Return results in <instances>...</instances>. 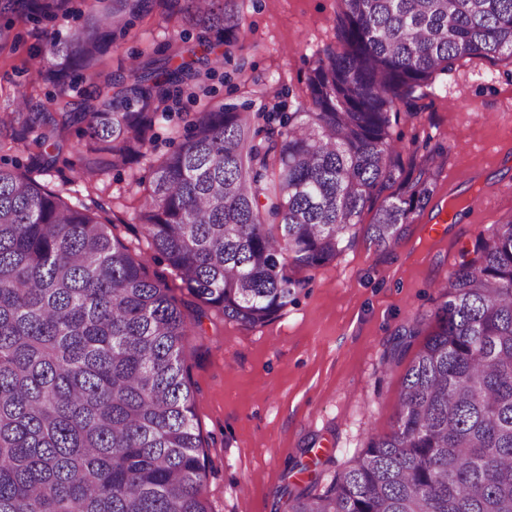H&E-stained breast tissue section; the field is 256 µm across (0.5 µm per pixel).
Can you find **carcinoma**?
Masks as SVG:
<instances>
[{"mask_svg":"<svg viewBox=\"0 0 512 512\" xmlns=\"http://www.w3.org/2000/svg\"><path fill=\"white\" fill-rule=\"evenodd\" d=\"M17 1L55 20L71 0ZM184 5H179V2ZM83 27L51 42L46 79L96 69L149 0H84ZM201 30L105 89L20 95L0 112V512H211L207 459L183 356L210 307L246 328L295 303L303 280L365 232L383 249L423 211L430 167L407 177L392 126L423 110L466 59L512 62V0H338L295 112L253 101L185 113L186 135L139 182L132 221L194 301L150 278L143 252L35 175L63 164L94 185L146 154L170 103L231 56L224 0H170ZM80 125L85 150L62 156ZM22 146L20 171L2 153ZM399 395L393 431L368 440L289 512H512V221L461 254Z\"/></svg>","mask_w":512,"mask_h":512,"instance_id":"obj_1","label":"carcinoma"}]
</instances>
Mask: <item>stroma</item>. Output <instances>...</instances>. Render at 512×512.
Returning a JSON list of instances; mask_svg holds the SVG:
<instances>
[{
  "label": "stroma",
  "mask_w": 512,
  "mask_h": 512,
  "mask_svg": "<svg viewBox=\"0 0 512 512\" xmlns=\"http://www.w3.org/2000/svg\"><path fill=\"white\" fill-rule=\"evenodd\" d=\"M224 9L240 25L230 62L207 82L209 102L247 100L248 77L264 83L266 107L295 111L318 51L335 41L337 0H224ZM84 20L79 4L40 23L18 11L0 13V29L10 34L0 50V112L21 93L37 103L57 94L36 76L32 57L43 54L53 65L51 40ZM182 35L193 39L197 31L168 20L163 0H152L94 74L67 88V97L127 75L133 58H165ZM424 104V112L401 116L394 128L401 164L411 171L428 149L443 152L433 204L455 194L471 207L439 226L424 210L388 249L357 234L344 255L306 274L296 304L264 327L245 328L210 308L200 316L184 359L208 456L204 493L212 512H288L289 493L314 480L326 484L370 437L389 434L407 370L432 329L438 283L478 235L512 220V64H459L437 77ZM198 107L183 98L156 123L146 159L99 181L105 216L117 220L125 239L142 237L131 221L138 181L181 139L180 113ZM413 322L419 335L398 348L399 331Z\"/></svg>",
  "instance_id": "1"
}]
</instances>
